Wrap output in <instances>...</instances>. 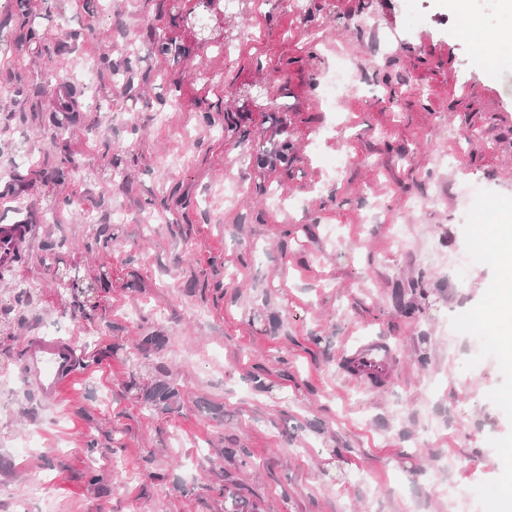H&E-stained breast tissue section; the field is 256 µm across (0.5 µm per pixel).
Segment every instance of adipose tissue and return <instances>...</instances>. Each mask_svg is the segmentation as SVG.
Instances as JSON below:
<instances>
[{"instance_id": "adipose-tissue-1", "label": "adipose tissue", "mask_w": 512, "mask_h": 512, "mask_svg": "<svg viewBox=\"0 0 512 512\" xmlns=\"http://www.w3.org/2000/svg\"><path fill=\"white\" fill-rule=\"evenodd\" d=\"M485 248L502 271L497 282L495 302L487 311L490 323L499 328L507 358H512V225H496Z\"/></svg>"}]
</instances>
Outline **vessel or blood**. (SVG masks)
<instances>
[{
  "mask_svg": "<svg viewBox=\"0 0 512 512\" xmlns=\"http://www.w3.org/2000/svg\"><path fill=\"white\" fill-rule=\"evenodd\" d=\"M33 229L28 224L0 225V271L13 270L31 246ZM389 347L382 342L363 345L344 360L349 378L375 381L391 368ZM78 356L72 341L33 336L22 347V374L36 386L44 401L53 403L63 385L75 374Z\"/></svg>",
  "mask_w": 512,
  "mask_h": 512,
  "instance_id": "1",
  "label": "vessel or blood"
}]
</instances>
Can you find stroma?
Masks as SVG:
<instances>
[{
    "mask_svg": "<svg viewBox=\"0 0 512 512\" xmlns=\"http://www.w3.org/2000/svg\"><path fill=\"white\" fill-rule=\"evenodd\" d=\"M13 3L0 224L35 240L0 272V381L37 321L87 366L59 402L28 385L0 399V496L224 512L231 483L261 512L507 504L512 363L478 319L500 271L470 248L512 214V49L487 51L450 0H306L300 15L238 0L229 19L219 0H38L29 39ZM341 61L361 83L330 113L322 80ZM283 143L287 164L259 163ZM23 154L32 167H14ZM64 270L108 280L94 307L59 292ZM146 336L162 339L147 360ZM375 341L389 375L350 381L345 357ZM160 375L178 412L126 393Z\"/></svg>",
    "mask_w": 512,
    "mask_h": 512,
    "instance_id": "35a3bbf8",
    "label": "stroma"
}]
</instances>
